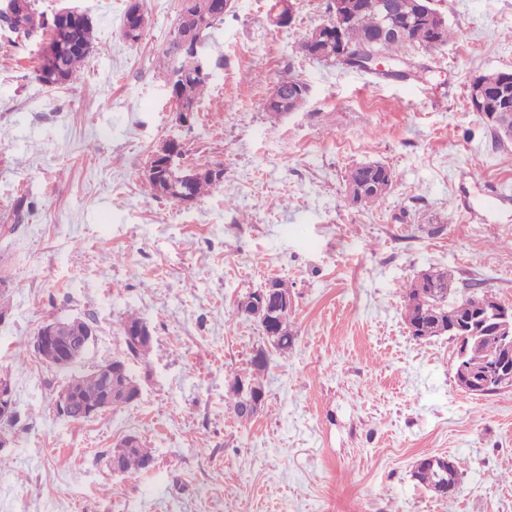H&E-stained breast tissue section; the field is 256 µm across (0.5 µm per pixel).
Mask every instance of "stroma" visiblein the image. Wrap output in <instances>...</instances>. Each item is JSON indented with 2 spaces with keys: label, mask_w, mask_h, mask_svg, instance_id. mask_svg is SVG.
<instances>
[{
  "label": "stroma",
  "mask_w": 512,
  "mask_h": 512,
  "mask_svg": "<svg viewBox=\"0 0 512 512\" xmlns=\"http://www.w3.org/2000/svg\"><path fill=\"white\" fill-rule=\"evenodd\" d=\"M234 0L204 52L207 93L176 122L158 68L179 0H147L139 42L121 35L128 0H74L94 48L73 82L34 80L41 46L0 30V373L20 422L0 467V512H512V386L477 397L455 383L453 341H416L403 293L452 271L512 304V140L474 112L473 76L512 71V0H433L455 36L425 72L385 80L305 55L329 0ZM287 73L310 95L270 118ZM191 165L220 163L235 190L176 207L135 177L165 140ZM379 162L397 178L356 207L345 177ZM501 196L487 207L486 183ZM33 211L15 219L17 197ZM288 285L295 344L266 349L265 407L240 422L226 378L263 347L239 299ZM137 312L149 352L127 365L137 402L74 422L55 399L69 375L32 337L47 317L80 318L96 337L81 368L123 355ZM134 434L152 467L114 473ZM425 455L459 463L451 500L412 479Z\"/></svg>",
  "instance_id": "obj_1"
}]
</instances>
